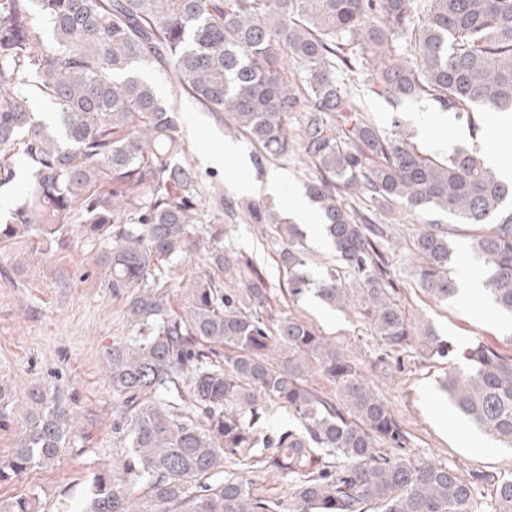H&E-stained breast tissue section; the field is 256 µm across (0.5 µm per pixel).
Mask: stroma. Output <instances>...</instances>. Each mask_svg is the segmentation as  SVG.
Returning <instances> with one entry per match:
<instances>
[{
    "instance_id": "stroma-1",
    "label": "stroma",
    "mask_w": 512,
    "mask_h": 512,
    "mask_svg": "<svg viewBox=\"0 0 512 512\" xmlns=\"http://www.w3.org/2000/svg\"><path fill=\"white\" fill-rule=\"evenodd\" d=\"M355 94L375 126L387 130L392 119H400L412 142L428 154L473 145L486 156H512L511 115L485 112L488 134L475 140L464 122L430 102H408L395 109L363 89H356ZM175 106L185 130V158L196 172L202 202L224 197L235 204L234 211L224 215L226 252L248 253L265 267L279 290L285 276L274 260L276 247L262 226L253 223L250 212H286L284 198L241 195L223 168L212 166L208 157L225 143H233L238 158L246 162L242 176L262 181L268 174H277L285 195L304 191L314 177L313 167L295 154L265 158L258 147L230 128L227 116L203 111L188 98H178ZM394 220L397 240L386 256L395 296L411 323L431 325L459 352L482 341L501 354H512V315L499 311L488 297L474 292L438 302L418 286L414 235L431 224L447 228L455 246L453 267L458 270L468 254L467 226L448 215L424 210L399 209ZM64 236L62 244L32 233L0 238V384L11 390L14 404L13 411L0 416V459L10 456L16 446L32 387L58 392L74 413V429L52 465L0 484V497H36L40 512H82L93 477L127 453L112 409L106 352L113 341L133 335L134 330L126 322L123 299L105 286L98 246L86 241L74 224L66 226ZM207 269V253L200 244L185 256L163 263L161 273L177 285L169 297L173 311L182 312L184 286ZM271 313L304 320L349 357L407 432L412 454L448 463L464 473L483 470L512 478V450L500 447L457 414L442 391L447 360L428 358L419 346L412 345L401 351L400 364H379L380 342L355 299L345 308L333 309L313 295L291 304L277 293ZM238 472L249 479L257 498L289 502L295 476L268 464L242 466Z\"/></svg>"
}]
</instances>
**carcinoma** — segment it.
I'll return each mask as SVG.
<instances>
[{"instance_id": "1", "label": "carcinoma", "mask_w": 512, "mask_h": 512, "mask_svg": "<svg viewBox=\"0 0 512 512\" xmlns=\"http://www.w3.org/2000/svg\"><path fill=\"white\" fill-rule=\"evenodd\" d=\"M146 69L166 77L170 96L227 114L265 157L299 151L318 171L307 194L358 284L380 362L401 364L396 353L416 334L430 358L450 347L406 318L392 296L386 227L345 192L363 188L388 210L426 208L468 225L484 291L512 314V181L475 149L429 157L400 122L379 130L352 90L358 80L392 105L432 101L482 135V109L512 112V0H0V189L22 173L32 184L0 237L59 239L64 225H79L136 327L106 355L128 452L93 477L84 512H280L224 468L239 459L298 476L287 512H478L488 487L492 512H512V480L414 457L348 357L295 317L270 321L266 270L224 251V207L205 230L209 272L187 288L185 311L171 310L175 284L155 271L199 241V192L178 113ZM39 97L51 104L49 122L34 111ZM292 112L303 113L295 137ZM253 219L277 245L288 300L312 292L330 307L348 302L339 269L311 277L297 225L269 211ZM413 246L419 287L439 301L455 296L448 233L431 226ZM229 274L240 284L232 293ZM464 359L466 368L448 367V400L512 449V356L478 342ZM316 369L334 395L310 387ZM264 401L292 424L268 432ZM72 423L60 397L32 388L0 483L52 464ZM138 482L147 494L134 505L127 485ZM0 512L37 506L0 499Z\"/></svg>"}]
</instances>
